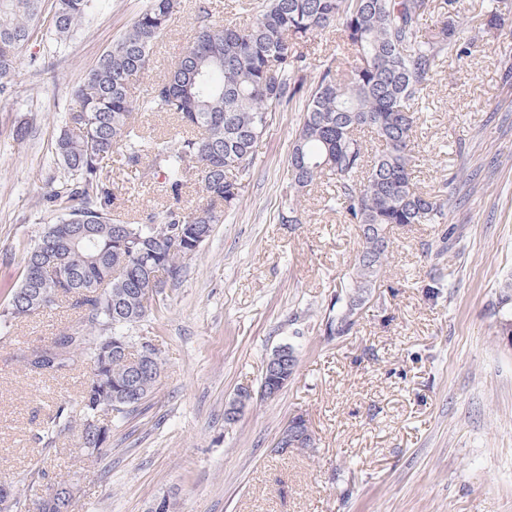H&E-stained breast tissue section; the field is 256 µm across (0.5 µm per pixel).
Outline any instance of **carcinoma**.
<instances>
[{
    "label": "carcinoma",
    "mask_w": 512,
    "mask_h": 512,
    "mask_svg": "<svg viewBox=\"0 0 512 512\" xmlns=\"http://www.w3.org/2000/svg\"><path fill=\"white\" fill-rule=\"evenodd\" d=\"M99 2L53 0L49 42L65 43ZM444 4L446 12L430 26L434 0H262L248 23L237 26L212 19L201 2L192 43L139 101L131 83L149 69L152 48L179 5L147 0L74 90L75 105L65 111L54 143L57 171L46 195L57 220L29 246L20 283L0 310L5 321L37 316L60 299L81 310L78 325L56 336L41 356H22L29 371L53 377L84 355L92 364L90 384L98 374L127 373V360L146 341L137 332L148 314L139 289L151 273L160 281L179 280L189 258L159 242L153 226H172L175 238L211 236L243 195L265 130L261 119L272 122L301 94L303 121L288 154L281 223L298 214L303 188L327 178L344 223L356 226L362 240L349 280L325 317L334 335H349L357 324L351 310L379 287L388 228L446 220L448 192L431 195L417 187L415 105L443 57L463 45L512 38V28L504 26L512 0H494L476 25L466 22L460 0ZM43 7L44 0H0V97L16 90L20 56ZM330 26L336 27V50L307 87L298 74L310 63L297 45ZM139 108L166 112L188 131L148 139L132 120ZM115 155L132 166L150 156L175 204L160 215L116 221L112 205L126 185L108 175ZM191 176L203 203L187 211L178 201ZM493 310L501 317V334L512 339L511 280ZM88 392L84 388L78 445L100 455L107 444H97ZM149 394L142 388L122 402L113 421L138 411Z\"/></svg>",
    "instance_id": "carcinoma-1"
}]
</instances>
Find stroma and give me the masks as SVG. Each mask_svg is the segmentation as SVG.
Instances as JSON below:
<instances>
[{
  "label": "stroma",
  "instance_id": "1",
  "mask_svg": "<svg viewBox=\"0 0 512 512\" xmlns=\"http://www.w3.org/2000/svg\"><path fill=\"white\" fill-rule=\"evenodd\" d=\"M146 2L105 0L58 51L35 27L22 52L17 95L0 98V307L28 242L55 220L44 195L70 92ZM197 5L183 0L136 97L190 44ZM509 57L512 40L494 41L437 67L418 114L417 185L438 193L460 168L474 180L445 223L391 231L386 273L352 334L326 335L324 318L359 248L354 226L326 205L322 182L301 196L299 223L280 219L298 97L260 139L238 211L143 321L161 373L138 413L113 424L108 453L85 461L74 434L44 435L58 407L80 414L87 361L42 378L20 357L75 326L78 310L63 302L1 325L0 479L18 484L29 512L62 478L80 486L70 512H146L164 494L176 512H512V342L491 309L512 279V84L500 71ZM169 204L152 180L112 210L139 219ZM437 276L443 286L427 296ZM285 343L296 348L295 378L225 425L226 403L259 389ZM297 414L313 447L275 453Z\"/></svg>",
  "mask_w": 512,
  "mask_h": 512
}]
</instances>
